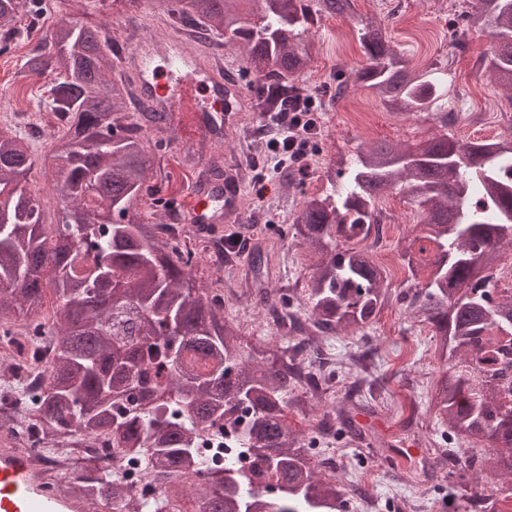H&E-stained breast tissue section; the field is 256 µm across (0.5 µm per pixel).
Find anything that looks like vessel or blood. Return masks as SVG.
Segmentation results:
<instances>
[{"instance_id":"1","label":"vessel or blood","mask_w":512,"mask_h":512,"mask_svg":"<svg viewBox=\"0 0 512 512\" xmlns=\"http://www.w3.org/2000/svg\"><path fill=\"white\" fill-rule=\"evenodd\" d=\"M164 58L139 46L129 52L122 67L135 92L155 112L170 111L173 102L192 90L196 104L189 125L170 127L182 147L213 125L233 128L244 105L239 86L224 77L197 48L170 35ZM239 186L235 181L194 186L187 200L186 221L209 225L231 222L236 215ZM85 497L70 491L65 483L48 486L43 472L33 468L28 456L4 436L0 437V512H92Z\"/></svg>"}]
</instances>
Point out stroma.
I'll list each match as a JSON object with an SVG mask.
<instances>
[{"instance_id":"obj_1","label":"stroma","mask_w":512,"mask_h":512,"mask_svg":"<svg viewBox=\"0 0 512 512\" xmlns=\"http://www.w3.org/2000/svg\"><path fill=\"white\" fill-rule=\"evenodd\" d=\"M84 12H76L70 0H39L41 16L31 36L44 41L48 30L58 20L86 17L105 24L112 39H119L123 22L136 21L144 36L153 38L156 49H163L172 25L163 0H140L130 7L124 0H83ZM459 0H356L358 15L377 16L388 29L393 46L405 56L420 62L453 57L448 71V100L462 102L463 109L448 133L463 141H476L512 130L504 110L505 100L487 78L476 77L475 62L485 56L491 38L485 32H470L463 51H455L448 32V22ZM314 44L311 67L298 83L319 96L325 104L319 133L321 142L312 156L307 174L291 179L274 175L263 184L253 178L242 180L238 214L225 231L241 227L246 244L234 266L224 268V316L239 325L243 336L257 341L273 336L272 317L267 311L239 298L238 289L247 287L255 276L252 258L270 252L265 270L273 286L306 287L310 270L301 246L281 232L292 221L304 196L322 193L326 162L336 152L353 155L375 141L415 144L437 133L428 119L411 115L396 117L378 98L361 85H350L344 98L335 99L331 82L338 71H351L363 61L356 35L355 17L323 18L309 35ZM229 74L238 79L245 92L247 106L238 124L224 133L218 142H209L210 157L238 159L243 167L256 163L249 146L266 140L261 112L257 108L256 82L245 74L241 49L231 45L216 48ZM27 55L17 48L0 53V89L9 91L11 107L37 115V122L18 121L14 128L27 136L33 147V167L25 188L37 197H48L52 189L50 150L58 121L44 103V77L17 73ZM147 148H159L165 180H152L153 196L145 213L156 224L176 223V210L182 209L187 190L198 175L196 157L187 154L171 139L162 145L147 141ZM393 227L386 233L384 245L399 254L401 242L414 239L412 210L406 198L397 192L386 194L379 203ZM428 326L420 324L410 310L394 306L384 309L377 321L364 332L354 335L336 333L327 336L326 352L336 363L337 376L331 389L319 397L322 409L346 405V391L362 373L380 378L385 388L378 407L355 408L351 414L362 431L363 440L331 439L320 442L316 458L323 461L324 476L337 483L362 486L365 496L354 498L351 512H465L468 505L458 489L467 485L470 493H481L488 479L468 470L465 462L448 466L436 453L433 441L444 427L424 402L428 391L446 371L447 366L435 353V343Z\"/></svg>"}]
</instances>
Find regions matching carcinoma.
Here are the masks:
<instances>
[{
  "label": "carcinoma",
  "mask_w": 512,
  "mask_h": 512,
  "mask_svg": "<svg viewBox=\"0 0 512 512\" xmlns=\"http://www.w3.org/2000/svg\"><path fill=\"white\" fill-rule=\"evenodd\" d=\"M35 0H0V52L17 33V19ZM172 0L173 22L199 46L215 33L242 48L246 69L278 107L296 96L291 79L310 66L307 33L323 15H352L354 0ZM457 38L489 31L492 52L477 73H489L512 106V0H463ZM368 64L353 82L372 90L399 114L426 112L440 128L413 146L369 148L354 160L330 161L325 193L305 198L293 219L314 259L310 288L285 294L259 276L254 303L273 314L276 335L253 345L224 319V302L198 279L192 249H178L170 224H150L141 212L159 172L147 133L166 132L168 117L135 98L111 55L105 28L60 21L52 49L30 57L28 71L52 76L46 103L61 128L52 150V195L61 199L56 224L42 222V200L23 186L31 147L0 129V328L12 315L30 319L40 339L19 349L43 385L28 391L14 376L10 393L28 404L15 417L0 404V428L20 426L61 455V442L105 439L119 468L131 464L153 475L160 493L128 499L124 480L99 469L84 474L81 493L93 504L126 503L129 512H346L341 486L312 464L315 437L288 422V410L316 415L308 392L327 386L321 338L357 333L382 309L407 306L433 326L448 373L437 383L429 411L448 425L463 448H442L456 460L479 449L480 471L512 483V403L494 384L512 343V292L493 288L501 249L512 247V139L459 142L448 136V62L419 73L397 53L380 23L358 20ZM396 189L423 227L418 253L402 254L410 277L385 286L386 269L367 246L383 213L377 196ZM434 268L424 285L412 283L421 264ZM56 310L47 317V293ZM54 348L43 361L42 347ZM348 410L318 423L321 434L343 435ZM224 430V447L241 448L248 467L224 461L205 472L201 433Z\"/></svg>",
  "instance_id": "carcinoma-1"
}]
</instances>
